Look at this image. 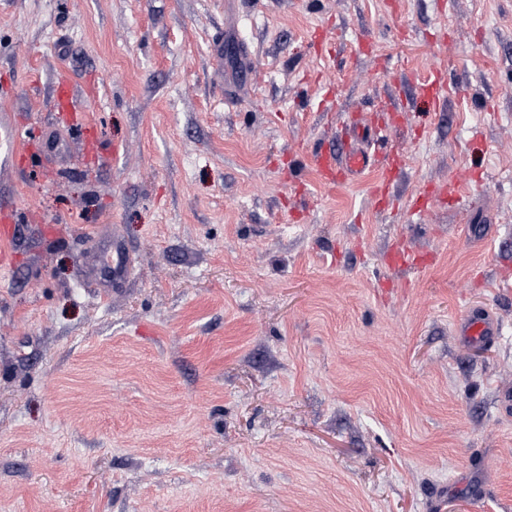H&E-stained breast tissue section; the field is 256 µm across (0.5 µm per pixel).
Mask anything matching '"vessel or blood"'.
I'll list each match as a JSON object with an SVG mask.
<instances>
[{
	"label": "vessel or blood",
	"mask_w": 512,
	"mask_h": 512,
	"mask_svg": "<svg viewBox=\"0 0 512 512\" xmlns=\"http://www.w3.org/2000/svg\"><path fill=\"white\" fill-rule=\"evenodd\" d=\"M55 100L58 108L65 113L70 122L83 121L84 114L77 107L75 94L66 79H59ZM377 134V129L356 124L350 126L342 152L327 148L317 149L311 156V164L320 181L334 185L370 170L375 159L370 152L369 144ZM462 197L460 181L452 176L447 182L437 185L430 196L415 198L412 209L420 213L426 210L429 200L458 201ZM432 261V256L401 245L394 246L387 255V264L392 268H423ZM87 274L103 289L126 282L130 275V251L126 244L115 239L101 241L88 262ZM459 330L468 342L487 344L498 336L499 325L494 317L481 312L465 316L459 323Z\"/></svg>",
	"instance_id": "b4317fda"
}]
</instances>
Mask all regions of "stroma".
Instances as JSON below:
<instances>
[{"label": "stroma", "mask_w": 512, "mask_h": 512, "mask_svg": "<svg viewBox=\"0 0 512 512\" xmlns=\"http://www.w3.org/2000/svg\"><path fill=\"white\" fill-rule=\"evenodd\" d=\"M354 119L387 207L304 163ZM11 124L43 148L0 163V512H512V0H0ZM56 104L65 112L66 118L73 123L84 120L85 114L77 107L75 94L65 78H60L56 86ZM430 198L445 202H448V200H461L463 198V194L461 192L459 179L455 176L449 177L448 182L437 185L432 190L430 196H418L413 202L412 210L415 213L423 212L426 210ZM87 274L100 287L99 294H104V288H116L126 282L130 275V251L125 243L119 240H104L99 242L87 266ZM432 261L431 255L422 254L401 245L394 246L387 255L389 268L405 266L423 268L431 264ZM459 331L473 344L493 342L500 332L496 319L484 312L465 316L459 322Z\"/></svg>", "instance_id": "35a3bbf8"}]
</instances>
